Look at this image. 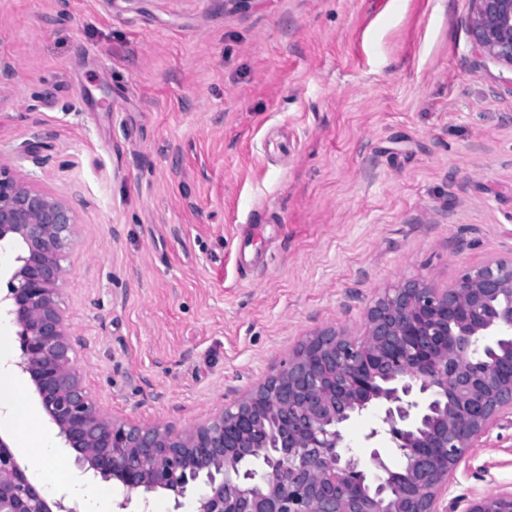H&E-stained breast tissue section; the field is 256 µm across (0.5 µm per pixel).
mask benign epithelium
<instances>
[{
    "label": "benign epithelium",
    "mask_w": 512,
    "mask_h": 512,
    "mask_svg": "<svg viewBox=\"0 0 512 512\" xmlns=\"http://www.w3.org/2000/svg\"><path fill=\"white\" fill-rule=\"evenodd\" d=\"M482 54L512 68V0H472ZM18 67L0 55V84ZM76 237L72 205L0 161V313L15 327L14 366L85 471L122 485L117 512L165 492L179 512L199 484L196 512H457L448 474L493 428L512 419V256L464 269L446 288L410 280L370 307L363 339L333 328L205 422L182 432L107 417L75 368V337L60 305L62 265ZM384 408L367 440L370 467L342 451V426ZM0 512H79L48 498L0 435ZM463 512H512V490L472 498Z\"/></svg>",
    "instance_id": "benign-epithelium-1"
}]
</instances>
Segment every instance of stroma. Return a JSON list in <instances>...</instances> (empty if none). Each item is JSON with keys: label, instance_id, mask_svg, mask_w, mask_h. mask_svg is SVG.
<instances>
[{"label": "stroma", "instance_id": "1", "mask_svg": "<svg viewBox=\"0 0 512 512\" xmlns=\"http://www.w3.org/2000/svg\"><path fill=\"white\" fill-rule=\"evenodd\" d=\"M470 0H0V159L70 200L113 419L192 428L408 280L512 255V69ZM41 139H33L34 131ZM31 143L34 156L18 157ZM512 489V423L448 477Z\"/></svg>", "mask_w": 512, "mask_h": 512}]
</instances>
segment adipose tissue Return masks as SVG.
Instances as JSON below:
<instances>
[{
  "mask_svg": "<svg viewBox=\"0 0 512 512\" xmlns=\"http://www.w3.org/2000/svg\"><path fill=\"white\" fill-rule=\"evenodd\" d=\"M0 427L12 430L16 435V451L37 464V484L44 494H52L59 484L69 481V474L59 463L53 436L41 427L18 379L13 376L0 377Z\"/></svg>",
  "mask_w": 512,
  "mask_h": 512,
  "instance_id": "ef3b65f1",
  "label": "adipose tissue"
}]
</instances>
